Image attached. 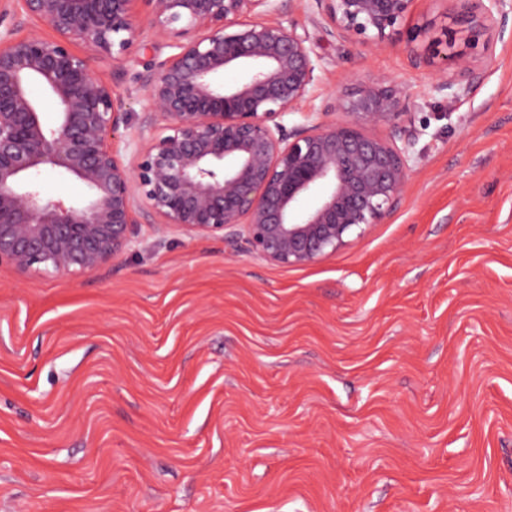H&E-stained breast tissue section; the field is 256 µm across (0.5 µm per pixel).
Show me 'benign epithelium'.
<instances>
[{
  "instance_id": "obj_1",
  "label": "benign epithelium",
  "mask_w": 512,
  "mask_h": 512,
  "mask_svg": "<svg viewBox=\"0 0 512 512\" xmlns=\"http://www.w3.org/2000/svg\"><path fill=\"white\" fill-rule=\"evenodd\" d=\"M140 1L145 16L134 3ZM0 24V263L23 274L67 277L96 270L125 252L138 217L185 235L242 236L247 250L281 266H307L353 234L380 224L399 201L418 130L401 126L409 96L383 76L329 96L319 122L288 129L315 84V65L290 27L274 18L280 0H3ZM343 40L381 49L413 13L417 0H316ZM468 17V41L491 53L506 17L484 0H448ZM32 21L50 37L20 34ZM173 53L161 57L162 50ZM151 55L134 81L150 110L151 136L127 162L112 140L127 124L115 73L99 63ZM431 68L436 88L473 61L450 43ZM245 77L224 84V72ZM40 85L46 98L36 99ZM56 122L43 119L45 104ZM399 129V139L370 133ZM49 168L83 183L88 195L64 200L36 180ZM146 202L137 212L135 199Z\"/></svg>"
}]
</instances>
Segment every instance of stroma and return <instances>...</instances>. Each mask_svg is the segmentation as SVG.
<instances>
[{
  "label": "stroma",
  "instance_id": "1",
  "mask_svg": "<svg viewBox=\"0 0 512 512\" xmlns=\"http://www.w3.org/2000/svg\"><path fill=\"white\" fill-rule=\"evenodd\" d=\"M282 20L316 76L287 127L376 75L410 94L401 199L309 266L145 223L92 272L1 263L0 512H512V32L484 58L444 0L381 50L316 0ZM448 29L474 72L440 91L410 55Z\"/></svg>",
  "mask_w": 512,
  "mask_h": 512
}]
</instances>
